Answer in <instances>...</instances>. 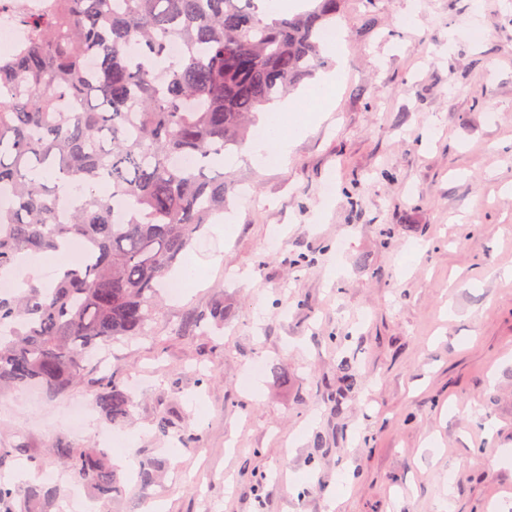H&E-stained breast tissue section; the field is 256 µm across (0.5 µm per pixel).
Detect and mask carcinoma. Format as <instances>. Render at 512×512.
Listing matches in <instances>:
<instances>
[{"label": "carcinoma", "instance_id": "1", "mask_svg": "<svg viewBox=\"0 0 512 512\" xmlns=\"http://www.w3.org/2000/svg\"><path fill=\"white\" fill-rule=\"evenodd\" d=\"M17 2L0 0L24 32L0 57V92H10L0 99V270L65 242L78 255L47 285L0 291V391L63 393L97 349L150 335L160 290L196 233L242 196L233 176L206 173L209 159L244 147L257 114L324 66L322 32L343 0H306L277 19L258 0ZM179 154L194 164L173 166ZM224 319L215 301L177 331ZM96 386L101 419L124 424L122 377L104 373ZM52 448L71 481L117 494L107 449ZM136 475L148 488L158 466L142 461ZM56 497L48 482H0V512H49Z\"/></svg>", "mask_w": 512, "mask_h": 512}]
</instances>
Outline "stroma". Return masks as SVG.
Wrapping results in <instances>:
<instances>
[{
	"instance_id": "35a3bbf8",
	"label": "stroma",
	"mask_w": 512,
	"mask_h": 512,
	"mask_svg": "<svg viewBox=\"0 0 512 512\" xmlns=\"http://www.w3.org/2000/svg\"><path fill=\"white\" fill-rule=\"evenodd\" d=\"M336 26L332 108L309 107L287 159L226 162L249 194L189 250L201 285L113 346L132 419L101 420L87 379L0 394V443L43 459L51 512L90 496L58 439L164 464L98 512H512V0H344ZM215 300L223 331L177 334ZM168 410L199 447L156 433Z\"/></svg>"
}]
</instances>
